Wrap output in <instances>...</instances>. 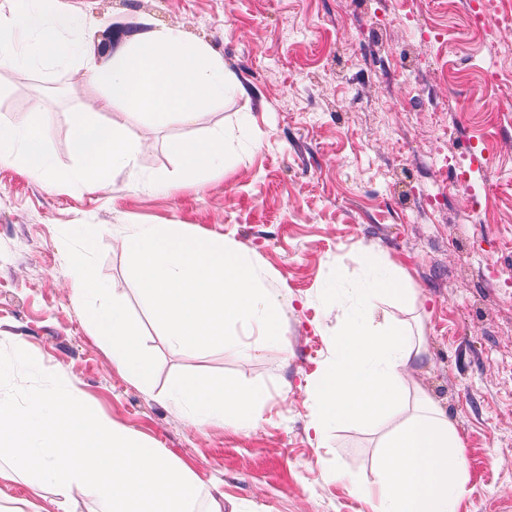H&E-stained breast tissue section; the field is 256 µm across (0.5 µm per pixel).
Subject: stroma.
<instances>
[{
    "label": "stroma",
    "instance_id": "1",
    "mask_svg": "<svg viewBox=\"0 0 512 512\" xmlns=\"http://www.w3.org/2000/svg\"><path fill=\"white\" fill-rule=\"evenodd\" d=\"M71 2L104 21L93 46L119 45L147 19L207 43L246 92L194 124L103 113L151 145L137 179L95 192L0 165V398L25 409L41 395L74 394L163 449L203 493H223L225 512H372L364 492L384 441L424 396L460 438L457 512H512V26L475 33L467 0ZM381 13L395 24L377 25ZM406 17L440 39L420 43L401 26ZM492 64L494 85L484 77ZM100 94L73 66L0 72V118L21 123L41 107L50 164L66 171L79 164L73 113ZM220 129L233 139L223 168L200 183L183 178L169 142ZM469 142L493 172L487 181L472 174L479 209L457 191L448 161ZM157 177L173 190L137 185ZM140 224L245 247L281 304V345L256 336L206 351L171 345L129 272L126 241ZM79 247L139 326L154 363L149 386L113 364L71 301L66 255ZM372 253L412 293L400 311L380 302L377 317L408 321L422 351L404 370L400 415L319 431L311 391L342 322L320 296L332 269L360 277ZM188 374L264 389L259 421L195 425L167 401L171 382Z\"/></svg>",
    "mask_w": 512,
    "mask_h": 512
}]
</instances>
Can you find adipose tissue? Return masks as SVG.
I'll list each match as a JSON object with an SVG mask.
<instances>
[{"instance_id":"adipose-tissue-1","label":"adipose tissue","mask_w":512,"mask_h":512,"mask_svg":"<svg viewBox=\"0 0 512 512\" xmlns=\"http://www.w3.org/2000/svg\"><path fill=\"white\" fill-rule=\"evenodd\" d=\"M99 22L76 15L56 0H27L22 11L0 14V70L20 64L33 69L67 63L84 71L103 90L77 109L72 147L79 168L52 174L44 147L40 111L27 122L0 127V162L21 163L33 179L76 183L92 191L113 184L123 173L136 176L146 139L130 138L100 120V112L120 105L135 114L174 115L195 122L241 87L224 71L223 61L203 43L188 41L174 28L144 29L100 59L85 39ZM184 177L201 179L224 164L223 131L169 145ZM72 302L85 306L88 319L112 348V361L132 381L147 383L152 363L140 346V331L120 300H105L104 282L89 274L87 252L69 255ZM263 394L232 383L175 379L167 400L198 425L232 423L251 427L261 417ZM422 415L391 435L378 459L380 479L370 492L374 512H456L465 464L460 439L447 416L431 401ZM0 498L25 476L32 489L51 488L56 512H73L80 495L93 512H224L222 497H202L193 477L171 463L161 449L145 446L126 429L101 420L68 393L42 398L21 411L0 401Z\"/></svg>"}]
</instances>
